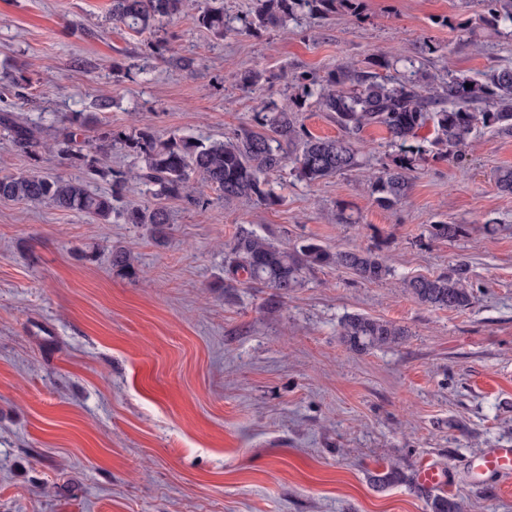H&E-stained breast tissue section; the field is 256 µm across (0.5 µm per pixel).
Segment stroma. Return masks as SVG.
<instances>
[{
    "label": "stroma",
    "mask_w": 512,
    "mask_h": 512,
    "mask_svg": "<svg viewBox=\"0 0 512 512\" xmlns=\"http://www.w3.org/2000/svg\"><path fill=\"white\" fill-rule=\"evenodd\" d=\"M110 3L0 0V68L26 77L0 91V113L50 140L60 116L92 113L106 94L113 129L221 139L288 105L305 73L382 58L439 79L512 67V29L485 23L480 0H359L246 34L252 0H224L221 39L189 13L136 33L109 21ZM159 40L196 70L163 63ZM250 70L264 79L246 88ZM364 140L353 171L318 183L282 172L272 209L214 193L199 209L170 202L161 243L145 225L0 202V512H429L408 483L374 486L391 462L409 477L444 467L462 512H512V475L475 467L512 445V196L494 181L512 167V136L480 128L462 157L426 158L390 208L369 188L387 133L372 126ZM35 169L83 174L52 153L30 160L0 133V176ZM438 222L462 230L437 240ZM242 226L283 245L369 247L395 276L324 267L282 300L228 288L225 246ZM116 248L133 273L113 269ZM460 260L466 310L397 286ZM349 313L409 334L351 352L336 335Z\"/></svg>",
    "instance_id": "1"
}]
</instances>
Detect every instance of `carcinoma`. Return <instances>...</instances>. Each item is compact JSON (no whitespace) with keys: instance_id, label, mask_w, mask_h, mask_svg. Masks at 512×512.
I'll use <instances>...</instances> for the list:
<instances>
[{"instance_id":"carcinoma-1","label":"carcinoma","mask_w":512,"mask_h":512,"mask_svg":"<svg viewBox=\"0 0 512 512\" xmlns=\"http://www.w3.org/2000/svg\"><path fill=\"white\" fill-rule=\"evenodd\" d=\"M337 0H254L247 31L280 28L304 12L325 18L336 12ZM483 21L490 25L512 26V0H482ZM193 0H112L110 19L138 33L153 32L163 20L187 13ZM194 21L216 38L228 30L222 0H208L195 6ZM168 65L193 72L199 61L181 56L164 41L154 47ZM298 103L317 97L320 108L331 113L340 129L336 137L315 136L286 106L257 115L255 124L222 140L204 141L193 136L163 138L149 126L114 131L105 126L89 138L81 128L93 116H63L53 148L60 162L79 165L92 176L109 182V191H99L85 178L72 179L31 171L0 176V201L49 205L61 211L87 214L101 224L112 218L127 224H148L155 239L166 235L172 224L171 212L163 204L178 199L189 206L208 204L204 190L219 194L226 201L255 199L268 208L280 204L281 197L270 184V177L293 163L298 179L314 183L352 171L360 166L359 145L371 126L383 128L395 153L371 182V193L378 205L393 207L408 198L412 189L411 172L425 155L440 158L462 155L479 127L501 134L512 133V67L493 68L475 76L448 71L437 85L426 84L416 74L394 77L378 72L335 69L316 79H297ZM433 127L434 137L423 131ZM0 128L12 145L30 158H38L46 148L41 128L21 121L10 113L0 115ZM134 157L125 171L114 170L108 159L114 146ZM135 183L148 188L158 203L144 209L116 207ZM461 225H431V235L448 240L459 235ZM336 266L349 270L359 280L384 281L391 269L382 256L371 249H345L333 252L305 239L292 246L281 245L247 228L232 240L226 260L224 287L243 282L266 288L278 299L288 298V289L299 288L305 275L318 268ZM403 288L419 303L438 310L463 311L474 301L473 287L465 263L455 264L446 273L406 277ZM340 342L349 350L365 353L401 343L408 330L394 322L362 314H348L339 322ZM407 481L397 465L375 476L384 487ZM429 512H460L459 503L444 494L427 495Z\"/></svg>"}]
</instances>
